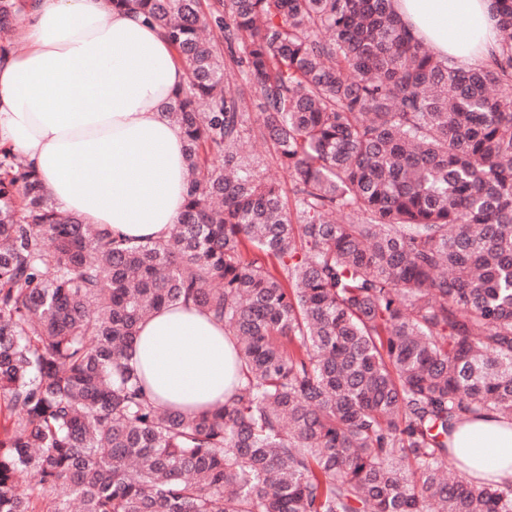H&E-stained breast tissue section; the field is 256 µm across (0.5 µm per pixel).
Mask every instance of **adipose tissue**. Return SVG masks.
<instances>
[{
    "instance_id": "1",
    "label": "adipose tissue",
    "mask_w": 512,
    "mask_h": 512,
    "mask_svg": "<svg viewBox=\"0 0 512 512\" xmlns=\"http://www.w3.org/2000/svg\"><path fill=\"white\" fill-rule=\"evenodd\" d=\"M27 48L0 54V142L52 200L133 242L165 239L186 197L184 135L169 105L186 75L158 26L112 0H26ZM409 33L467 69L497 46L489 0H394ZM129 360L159 404L217 409L233 391L234 342L212 314L177 304L139 325ZM465 478L512 485V423L486 416L451 442Z\"/></svg>"
}]
</instances>
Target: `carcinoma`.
Here are the masks:
<instances>
[{
  "label": "carcinoma",
  "instance_id": "obj_1",
  "mask_svg": "<svg viewBox=\"0 0 512 512\" xmlns=\"http://www.w3.org/2000/svg\"><path fill=\"white\" fill-rule=\"evenodd\" d=\"M131 1L187 71L183 214L131 244L0 147V512H512L511 485L446 474L459 422L512 421V0L471 69L392 0ZM178 303L239 362L194 416L126 362Z\"/></svg>",
  "mask_w": 512,
  "mask_h": 512
}]
</instances>
